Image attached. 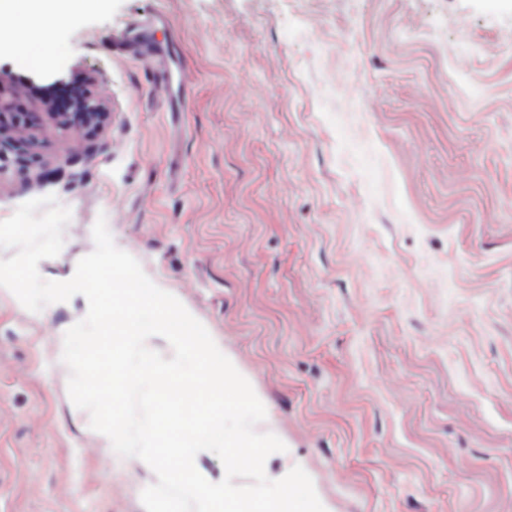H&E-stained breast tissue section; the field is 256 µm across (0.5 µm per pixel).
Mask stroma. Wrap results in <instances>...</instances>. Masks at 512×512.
Wrapping results in <instances>:
<instances>
[{"mask_svg": "<svg viewBox=\"0 0 512 512\" xmlns=\"http://www.w3.org/2000/svg\"><path fill=\"white\" fill-rule=\"evenodd\" d=\"M48 37L111 117L0 175V221L71 210L40 275L105 216L326 512H512V0H94ZM84 315L0 290V512H145L153 476L68 394Z\"/></svg>", "mask_w": 512, "mask_h": 512, "instance_id": "stroma-1", "label": "stroma"}]
</instances>
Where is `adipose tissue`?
Wrapping results in <instances>:
<instances>
[{"label":"adipose tissue","instance_id":"1","mask_svg":"<svg viewBox=\"0 0 512 512\" xmlns=\"http://www.w3.org/2000/svg\"><path fill=\"white\" fill-rule=\"evenodd\" d=\"M83 0H0V14L13 16L14 25L0 33V40L32 59L48 60L45 25L60 22Z\"/></svg>","mask_w":512,"mask_h":512}]
</instances>
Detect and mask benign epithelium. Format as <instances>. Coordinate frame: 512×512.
Listing matches in <instances>:
<instances>
[{
	"instance_id": "obj_1",
	"label": "benign epithelium",
	"mask_w": 512,
	"mask_h": 512,
	"mask_svg": "<svg viewBox=\"0 0 512 512\" xmlns=\"http://www.w3.org/2000/svg\"><path fill=\"white\" fill-rule=\"evenodd\" d=\"M5 86L11 87V97L0 95V155L11 152L17 163L28 168L38 155L41 129L23 122L21 114L13 111L14 98L26 93V88L11 85L10 75L0 71V88ZM32 105L42 111L45 125L60 129L72 127L76 114L83 116L85 123L100 128L110 117L108 104L89 95L73 100L66 110L58 109L51 99L35 98Z\"/></svg>"
}]
</instances>
